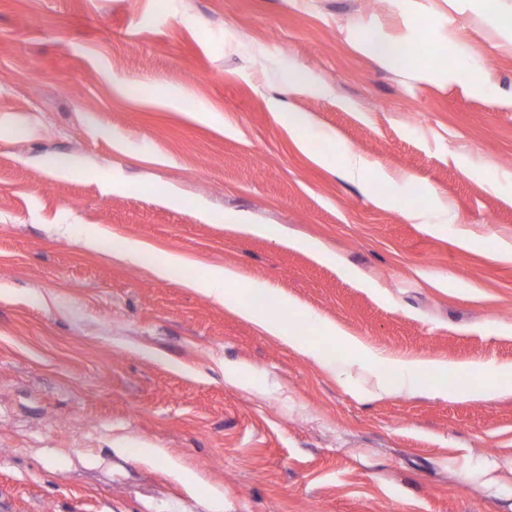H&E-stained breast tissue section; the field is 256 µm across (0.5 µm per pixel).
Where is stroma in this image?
<instances>
[{"instance_id": "35a3bbf8", "label": "stroma", "mask_w": 512, "mask_h": 512, "mask_svg": "<svg viewBox=\"0 0 512 512\" xmlns=\"http://www.w3.org/2000/svg\"><path fill=\"white\" fill-rule=\"evenodd\" d=\"M426 24L439 67L359 48ZM346 147L368 183L311 157ZM90 225L269 283L321 349L507 381L512 47L473 0H0V512H512V392L380 395Z\"/></svg>"}]
</instances>
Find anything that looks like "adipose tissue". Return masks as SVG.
<instances>
[{"instance_id":"ef3b65f1","label":"adipose tissue","mask_w":512,"mask_h":512,"mask_svg":"<svg viewBox=\"0 0 512 512\" xmlns=\"http://www.w3.org/2000/svg\"><path fill=\"white\" fill-rule=\"evenodd\" d=\"M84 243L87 248L95 251L107 245L111 246L113 257L133 264H150L153 273L162 279L182 275L183 286L207 294L225 308L255 324L263 332L279 339L302 356L327 367L334 362L329 353L316 350L300 337L288 335L286 328L278 319L242 302L236 292L241 276L234 268H213L209 278L200 281L184 276V269L190 265L187 257L170 252L162 260H155L154 246L141 240L121 238L110 241L106 238L105 230L91 227L84 231ZM330 333L341 336L344 343L360 350L366 358L398 367V376L381 380L379 384L381 395H391L404 390L422 394L432 392L448 399L462 395L461 390L453 388L448 381L447 362L429 358H394L377 351L349 333L340 332L339 328H331Z\"/></svg>"}]
</instances>
